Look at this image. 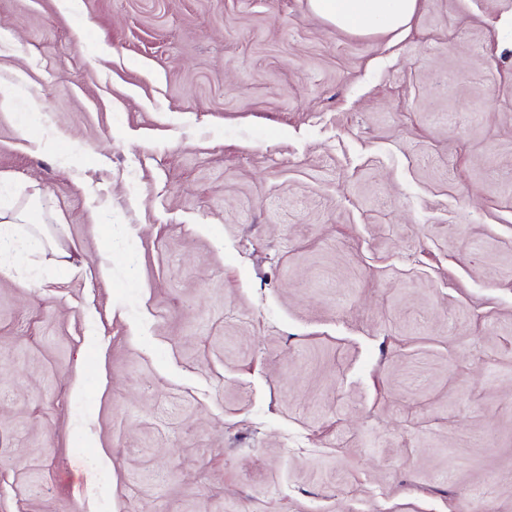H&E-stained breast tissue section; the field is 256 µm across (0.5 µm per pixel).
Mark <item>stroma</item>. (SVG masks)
I'll use <instances>...</instances> for the list:
<instances>
[{
    "mask_svg": "<svg viewBox=\"0 0 512 512\" xmlns=\"http://www.w3.org/2000/svg\"><path fill=\"white\" fill-rule=\"evenodd\" d=\"M511 14L0 0V512H512ZM420 0H309L311 10L336 26L355 34H386L406 29ZM40 208L39 191L26 196L23 205L19 198L2 201L0 197V274H12L25 253L39 248L40 239L36 234H25L19 224H34L32 215Z\"/></svg>",
    "mask_w": 512,
    "mask_h": 512,
    "instance_id": "35a3bbf8",
    "label": "stroma"
}]
</instances>
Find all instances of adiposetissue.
<instances>
[{
  "label": "adipose tissue",
  "instance_id": "1",
  "mask_svg": "<svg viewBox=\"0 0 512 512\" xmlns=\"http://www.w3.org/2000/svg\"><path fill=\"white\" fill-rule=\"evenodd\" d=\"M311 10L336 26L355 34H386L406 29L420 0H309ZM42 206L39 193L25 201L0 200V274H12L24 254L37 251L36 235L24 233L34 212Z\"/></svg>",
  "mask_w": 512,
  "mask_h": 512
}]
</instances>
